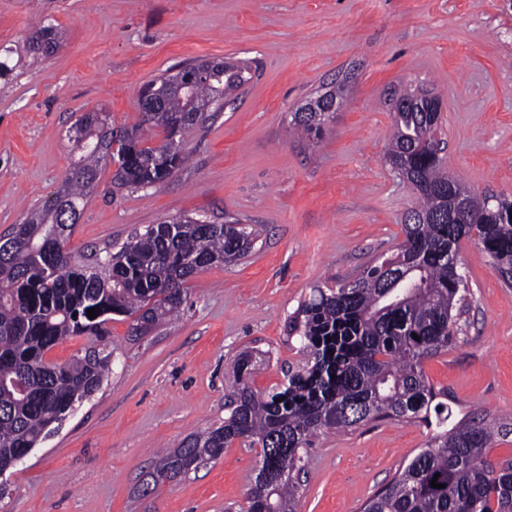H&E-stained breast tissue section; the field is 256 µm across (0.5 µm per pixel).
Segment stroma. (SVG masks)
I'll use <instances>...</instances> for the list:
<instances>
[{
	"label": "stroma",
	"mask_w": 512,
	"mask_h": 512,
	"mask_svg": "<svg viewBox=\"0 0 512 512\" xmlns=\"http://www.w3.org/2000/svg\"><path fill=\"white\" fill-rule=\"evenodd\" d=\"M59 44L31 51L45 30ZM249 62L250 81L204 127L187 131L190 165L163 184L120 188L103 168L68 244L119 246L189 215L238 218L257 232L245 258L199 272L181 316L141 338L109 322L113 370L57 433L13 470L0 512H246L258 449L234 442L182 479L143 485L152 455L224 419L232 363L264 353L265 392L300 359L288 318L312 288L348 283L403 239L415 196L384 161L392 94H437L449 174L512 200V8L504 0H0V234L54 197L73 156L67 132L104 110L140 124L138 91L196 60ZM346 83L321 139L292 112ZM469 309L424 372L454 421L512 423V285L462 241ZM426 424L383 419L321 432L303 451L297 512H360L424 448Z\"/></svg>",
	"instance_id": "1"
}]
</instances>
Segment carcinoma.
Instances as JSON below:
<instances>
[{
  "instance_id": "carcinoma-1",
  "label": "carcinoma",
  "mask_w": 512,
  "mask_h": 512,
  "mask_svg": "<svg viewBox=\"0 0 512 512\" xmlns=\"http://www.w3.org/2000/svg\"><path fill=\"white\" fill-rule=\"evenodd\" d=\"M251 67L215 72L188 89L163 74L142 87V125L116 131L102 111L86 112L73 128L74 160L55 197L0 236V460L35 448L91 398L112 372L105 343L112 316L131 318L129 335L141 337L176 316L200 271L246 257L256 234L235 221L210 224L180 215L136 232L117 252L74 256L66 248L79 223L98 170L117 165L118 185L144 188L166 181L189 160L186 130L212 116L200 108L230 97L249 82ZM296 127L319 138L325 122L293 113ZM164 139L147 146L143 125ZM394 134L386 162L417 198L403 224L404 239L391 257L337 288H314L288 321L301 340L303 366L288 368L284 382L265 394L248 380L257 360L235 362V389L224 403V422L163 454L143 486L150 493L219 458L236 440L259 447L247 512H296L301 452L325 430H346L381 419L419 420L436 426L427 446L376 492L361 512H512V464L490 459L498 438L512 427L459 421L435 402L425 359L448 348L456 318L467 307V285L450 258L473 240L494 271L512 285V202L478 196L449 181L432 147L434 118L419 111L415 95L402 93L393 107ZM465 194L468 223L449 219L448 184ZM398 272L417 287L388 295ZM96 309L88 318L87 309ZM83 337L84 353L58 364L46 359L65 339ZM26 386L16 393L11 382ZM443 488L431 487L432 480Z\"/></svg>"
}]
</instances>
